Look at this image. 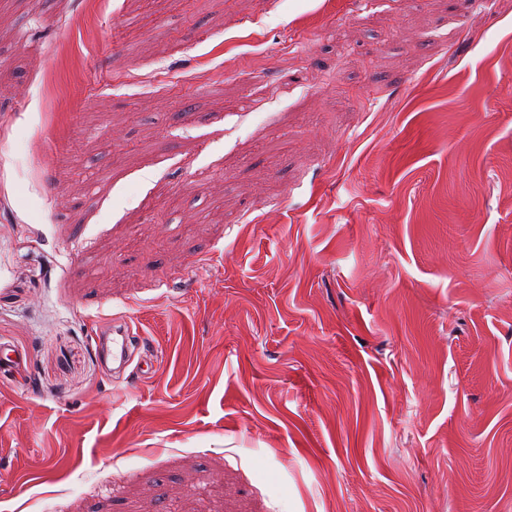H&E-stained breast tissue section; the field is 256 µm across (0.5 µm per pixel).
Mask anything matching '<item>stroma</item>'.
Returning a JSON list of instances; mask_svg holds the SVG:
<instances>
[{
  "instance_id": "obj_1",
  "label": "stroma",
  "mask_w": 512,
  "mask_h": 512,
  "mask_svg": "<svg viewBox=\"0 0 512 512\" xmlns=\"http://www.w3.org/2000/svg\"><path fill=\"white\" fill-rule=\"evenodd\" d=\"M0 58V512H512V0H0Z\"/></svg>"
}]
</instances>
